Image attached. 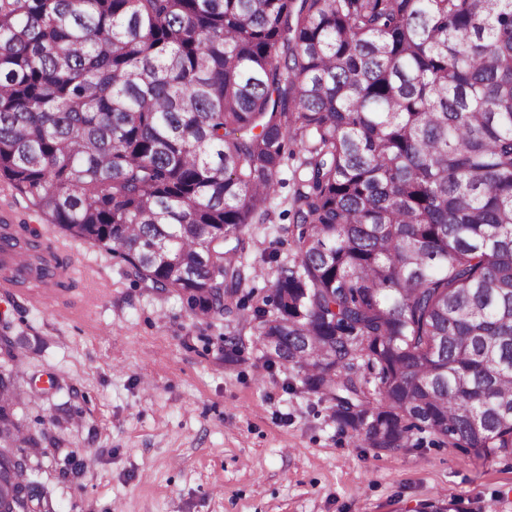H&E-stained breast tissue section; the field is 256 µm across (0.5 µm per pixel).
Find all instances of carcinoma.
I'll list each match as a JSON object with an SVG mask.
<instances>
[{"mask_svg": "<svg viewBox=\"0 0 512 512\" xmlns=\"http://www.w3.org/2000/svg\"><path fill=\"white\" fill-rule=\"evenodd\" d=\"M2 178L134 285L234 316L228 355L255 337L364 447L512 456V0H0ZM285 183L294 256L260 296L249 226ZM21 228L0 246L50 251ZM15 349L0 512H47Z\"/></svg>", "mask_w": 512, "mask_h": 512, "instance_id": "1", "label": "carcinoma"}]
</instances>
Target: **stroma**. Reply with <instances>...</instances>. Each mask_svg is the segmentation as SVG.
I'll list each match as a JSON object with an SVG mask.
<instances>
[{"instance_id": "obj_1", "label": "stroma", "mask_w": 512, "mask_h": 512, "mask_svg": "<svg viewBox=\"0 0 512 512\" xmlns=\"http://www.w3.org/2000/svg\"><path fill=\"white\" fill-rule=\"evenodd\" d=\"M54 238L71 275L55 302L37 282L0 293V331L17 336L27 423L56 417L58 445L31 457L52 512H404L440 497L512 512V457L424 444L357 447L327 403L292 392L253 337L224 353L228 321L136 287L104 248L47 223L0 181V214ZM286 221L249 228L248 287L269 286V254H292Z\"/></svg>"}]
</instances>
